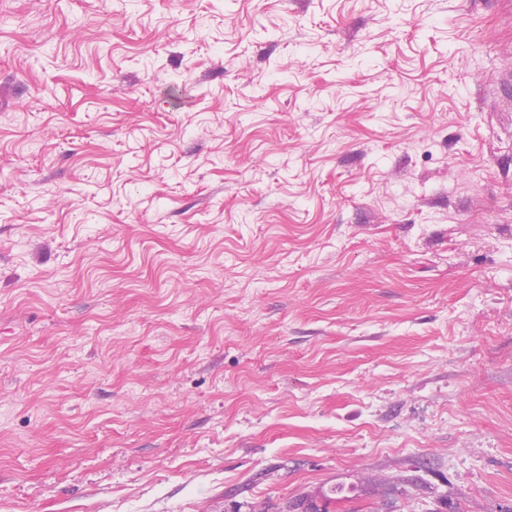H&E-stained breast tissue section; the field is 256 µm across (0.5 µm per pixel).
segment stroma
I'll use <instances>...</instances> for the list:
<instances>
[{"label":"stroma","instance_id":"1","mask_svg":"<svg viewBox=\"0 0 512 512\" xmlns=\"http://www.w3.org/2000/svg\"><path fill=\"white\" fill-rule=\"evenodd\" d=\"M512 512V0H0V512ZM341 486L331 487L328 492H324L318 501L316 497H302L296 499L289 505V512H330V506L345 495H342ZM320 504H319V503Z\"/></svg>","mask_w":512,"mask_h":512}]
</instances>
